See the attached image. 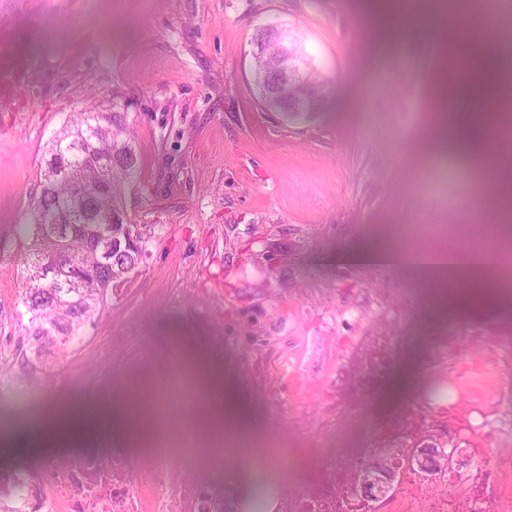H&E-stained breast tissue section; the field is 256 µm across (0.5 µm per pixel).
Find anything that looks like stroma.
Instances as JSON below:
<instances>
[{
    "mask_svg": "<svg viewBox=\"0 0 512 512\" xmlns=\"http://www.w3.org/2000/svg\"><path fill=\"white\" fill-rule=\"evenodd\" d=\"M411 23L374 18L365 0H0L10 51L0 75L27 74L24 104L0 112V375H15L23 240L41 190L42 150L71 113L127 112L141 172L133 223L150 235L141 264L113 287L81 349L59 359L39 400L0 397V470L65 437L55 413L88 406L81 375L112 382V443L141 462L164 449L224 451L201 474L236 495L266 455L275 500L321 466L323 448H378L401 410L440 414L460 450H512V294L473 296L406 265H360L347 252L423 245V199L442 188V223L498 224L499 178L435 152L428 82L454 12L499 27L500 0H417ZM300 34L322 75V112L295 125L261 109L252 68L259 27ZM486 344L468 359L459 348ZM232 395L249 426L202 429L198 376Z\"/></svg>",
    "mask_w": 512,
    "mask_h": 512,
    "instance_id": "obj_1",
    "label": "stroma"
}]
</instances>
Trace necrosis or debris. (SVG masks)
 <instances>
[{
	"mask_svg": "<svg viewBox=\"0 0 512 512\" xmlns=\"http://www.w3.org/2000/svg\"><path fill=\"white\" fill-rule=\"evenodd\" d=\"M364 448H339L324 456L323 467L298 483L291 512H512V452L488 455L479 449L465 480L472 492L448 491V477L430 485L404 471L397 492L383 502L364 504L352 484L353 463ZM47 480L48 487L26 512H214L208 488L172 479L162 456L138 464L119 448L77 445L42 455L23 476Z\"/></svg>",
	"mask_w": 512,
	"mask_h": 512,
	"instance_id": "obj_1",
	"label": "necrosis or debris"
}]
</instances>
